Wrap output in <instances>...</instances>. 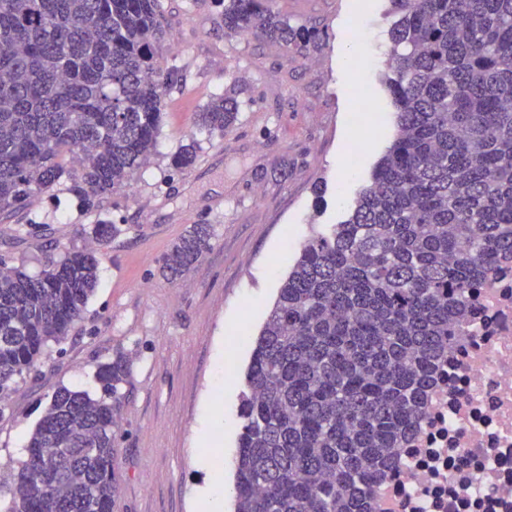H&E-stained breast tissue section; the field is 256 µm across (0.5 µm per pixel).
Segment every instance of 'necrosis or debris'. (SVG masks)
<instances>
[{"label":"necrosis or debris","mask_w":512,"mask_h":512,"mask_svg":"<svg viewBox=\"0 0 512 512\" xmlns=\"http://www.w3.org/2000/svg\"><path fill=\"white\" fill-rule=\"evenodd\" d=\"M451 330L403 466L375 484V512H512V261Z\"/></svg>","instance_id":"obj_1"}]
</instances>
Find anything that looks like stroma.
<instances>
[{
    "instance_id": "1",
    "label": "stroma",
    "mask_w": 512,
    "mask_h": 512,
    "mask_svg": "<svg viewBox=\"0 0 512 512\" xmlns=\"http://www.w3.org/2000/svg\"><path fill=\"white\" fill-rule=\"evenodd\" d=\"M177 69L155 154L134 191L89 209L61 190L0 224V255L31 274L65 250L88 248L99 220L127 225L100 258L99 284L83 321L50 347L35 373L0 401V512L25 444L62 386L96 392L97 364L124 352L113 512H197L209 472L205 443L224 465V508L233 512L230 467L237 407L252 345L312 229L342 221L390 145L396 115L384 87L392 19L387 0H275L291 23L324 28L301 58L262 40L228 37L218 0H160ZM371 58L353 70L345 47ZM241 104L224 137L202 142L193 167L171 160L192 140L194 115L226 84ZM45 228L19 232L31 217ZM194 224L210 225L211 248L180 280L161 274L170 246Z\"/></svg>"
}]
</instances>
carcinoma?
<instances>
[{"label": "carcinoma", "mask_w": 512, "mask_h": 512, "mask_svg": "<svg viewBox=\"0 0 512 512\" xmlns=\"http://www.w3.org/2000/svg\"><path fill=\"white\" fill-rule=\"evenodd\" d=\"M274 0H220L224 35L297 56L321 32ZM398 133L347 218L294 255L254 339L238 408L234 512H369L373 486L423 412L451 317L512 259V0H389ZM160 0H0V223L68 189L87 207L128 188L155 153L176 68ZM239 101L196 113L224 136ZM37 274L0 259V395L63 343L99 283L97 254ZM193 224L164 257L174 282L210 249ZM129 359L97 365L99 393L58 388L29 435L8 512H112Z\"/></svg>", "instance_id": "cac0c4a2"}]
</instances>
